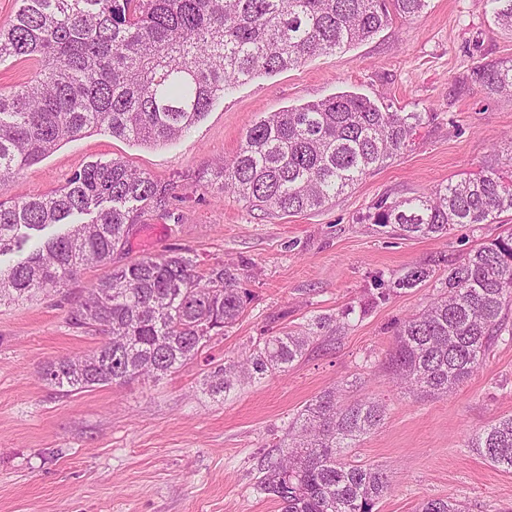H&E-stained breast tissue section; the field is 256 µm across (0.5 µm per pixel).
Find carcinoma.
Segmentation results:
<instances>
[{"label": "carcinoma", "instance_id": "obj_1", "mask_svg": "<svg viewBox=\"0 0 512 512\" xmlns=\"http://www.w3.org/2000/svg\"><path fill=\"white\" fill-rule=\"evenodd\" d=\"M427 0H20L0 26V63L34 61L33 80L0 91V184L13 181L62 142L91 130L158 146L187 132L224 90L260 72L298 66L317 54L365 41L395 18L419 14ZM495 3L512 29V0ZM491 94L512 98V65L475 72ZM422 121L355 93L274 112L257 121L229 162L216 165L221 191L260 209L299 213L324 206L371 169L396 156ZM170 185L121 159L95 162L46 196L0 202V302L29 300L66 287L88 265L107 264L129 226L166 204ZM512 212V170L489 164L459 181L408 198L381 200L373 223L401 236L445 235L456 224H492ZM89 215L91 220L76 218ZM62 232L38 237L46 227ZM409 268L379 292L417 288L432 277ZM445 291L401 321L389 351L393 379L413 393L448 395L470 377L512 306V232L448 264ZM248 292L231 270L205 274L180 251L146 255L107 272L71 307L70 322L97 332L91 352L48 362L42 377L89 391L187 365L243 312ZM348 313L312 319L304 334L271 336L237 362L213 371L212 393L245 376L288 371L308 337L338 335ZM384 405L349 404L340 390L298 413L288 443L261 464L257 490L281 512H374L389 487L377 468L343 461L346 448L377 429ZM491 464L512 469V416L472 440ZM417 512H460L440 498Z\"/></svg>", "mask_w": 512, "mask_h": 512}]
</instances>
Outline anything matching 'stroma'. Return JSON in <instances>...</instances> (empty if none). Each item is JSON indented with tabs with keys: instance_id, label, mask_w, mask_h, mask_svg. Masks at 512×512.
<instances>
[{
	"instance_id": "1",
	"label": "stroma",
	"mask_w": 512,
	"mask_h": 512,
	"mask_svg": "<svg viewBox=\"0 0 512 512\" xmlns=\"http://www.w3.org/2000/svg\"><path fill=\"white\" fill-rule=\"evenodd\" d=\"M501 64H512V30L491 6L427 0L418 16L393 20L368 40L236 86L178 140L150 147L91 131L0 185L2 201L42 196L88 164L127 161L171 191L165 208L131 225L113 265L180 249L196 257L199 272L235 270L249 294L233 327L177 372L81 392L62 391L41 372L48 361L97 347L99 336L72 325L69 311L104 268L87 267L50 295L0 304V512H280L256 488L259 464L286 440L297 412L333 387L345 399L386 406L381 427L346 451L348 461L389 476L376 512H416L428 498L465 512H512V470L469 446L512 415V309L507 335L449 395L409 392L384 369L397 323L440 293L449 262L511 229L512 215L425 238L371 221L381 199L417 196L512 160V99L487 93L473 75ZM342 92L421 113L414 140L320 209L285 215L219 190L216 163L238 152L255 122ZM418 264L433 278L375 300L380 283ZM346 309L345 330L311 337L288 372L208 392L215 366Z\"/></svg>"
}]
</instances>
